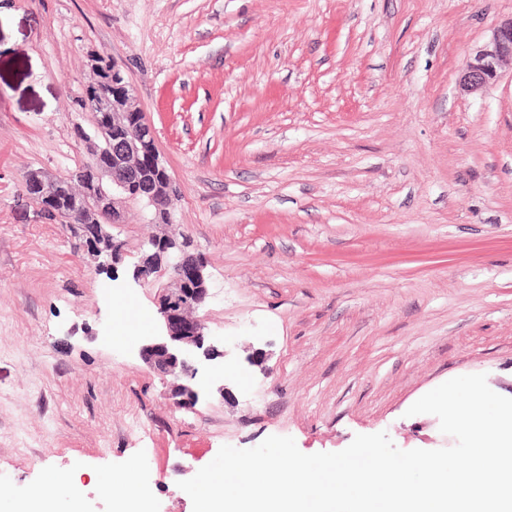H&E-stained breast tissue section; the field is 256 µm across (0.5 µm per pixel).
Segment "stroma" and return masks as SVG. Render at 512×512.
I'll use <instances>...</instances> for the list:
<instances>
[{
  "label": "stroma",
  "instance_id": "stroma-1",
  "mask_svg": "<svg viewBox=\"0 0 512 512\" xmlns=\"http://www.w3.org/2000/svg\"><path fill=\"white\" fill-rule=\"evenodd\" d=\"M512 0H0V512H193L179 481L272 435L306 454L386 432L453 446L424 394L483 373L512 398V75L460 93ZM136 86L207 262L202 310L226 394L173 408L141 361L157 288L132 268L155 227L128 203L127 255L96 272L23 176L83 162L90 56ZM143 433H132V424ZM132 479L129 471L118 476H105L100 481L102 493L114 500L116 512H141L144 497L140 495Z\"/></svg>",
  "mask_w": 512,
  "mask_h": 512
}]
</instances>
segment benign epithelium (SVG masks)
<instances>
[{
    "instance_id": "7a95c632",
    "label": "benign epithelium",
    "mask_w": 512,
    "mask_h": 512,
    "mask_svg": "<svg viewBox=\"0 0 512 512\" xmlns=\"http://www.w3.org/2000/svg\"><path fill=\"white\" fill-rule=\"evenodd\" d=\"M505 69L512 71V16L496 25L487 42L467 58L459 89L479 95ZM122 70L120 64L112 70L121 79L115 93L89 109L92 131L82 128L75 133L77 147L85 152V169L95 175L96 182L83 185L70 209L61 211L56 200L64 178L40 171L25 176L28 198L84 238V249L95 269L110 274L123 260L126 243L109 227L125 223L121 203L135 199L128 194L129 186L140 179L143 169L152 168L160 178L147 186L142 201L164 214L169 225L178 193L162 163L153 127L137 104L134 85ZM205 267L199 255L186 252L185 241L165 232L141 245V256L132 271L135 282L160 285L159 330L144 340L139 355L150 370L167 380L169 399L176 408L198 402L200 367L224 357V348L206 333L198 315L208 296Z\"/></svg>"
}]
</instances>
